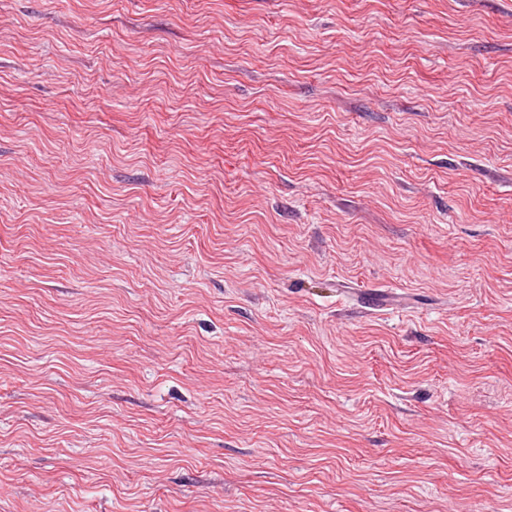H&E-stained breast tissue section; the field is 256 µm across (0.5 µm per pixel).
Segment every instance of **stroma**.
Listing matches in <instances>:
<instances>
[{
    "instance_id": "1",
    "label": "stroma",
    "mask_w": 512,
    "mask_h": 512,
    "mask_svg": "<svg viewBox=\"0 0 512 512\" xmlns=\"http://www.w3.org/2000/svg\"><path fill=\"white\" fill-rule=\"evenodd\" d=\"M0 512H512V0H0Z\"/></svg>"
}]
</instances>
